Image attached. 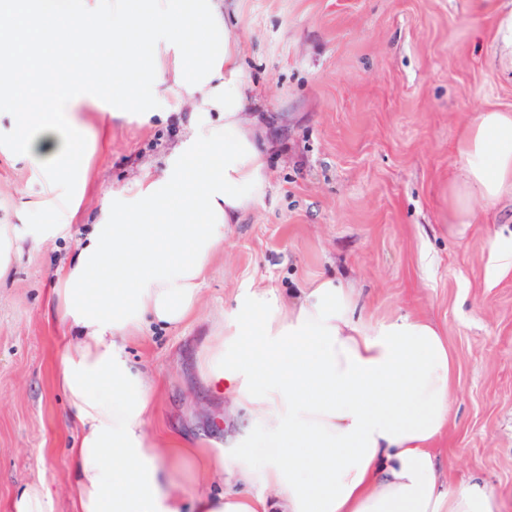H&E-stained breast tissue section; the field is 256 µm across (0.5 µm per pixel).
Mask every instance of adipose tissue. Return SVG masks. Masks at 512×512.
Instances as JSON below:
<instances>
[{
	"label": "adipose tissue",
	"mask_w": 512,
	"mask_h": 512,
	"mask_svg": "<svg viewBox=\"0 0 512 512\" xmlns=\"http://www.w3.org/2000/svg\"><path fill=\"white\" fill-rule=\"evenodd\" d=\"M112 87V114L219 112L193 131L181 164L108 193L54 291L66 326L56 382L79 430L71 450L73 512H182L172 459L198 457L224 491L195 512H503L477 477L450 490L434 442L446 430L457 361L432 321L365 320L354 288L323 278L289 301L275 289L238 295L212 327L200 374L249 410L234 450L165 448L144 420L149 379L126 344L149 323L193 315L212 257L270 190V143L246 101L226 0H0V98L11 100L10 152L28 159L46 212L0 225V267L20 242L65 237L79 204L82 105ZM448 232L464 235L478 202L512 190V113L484 110L456 146ZM263 456L262 466L252 459ZM260 494H250L252 486Z\"/></svg>",
	"instance_id": "1"
}]
</instances>
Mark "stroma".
<instances>
[{
  "label": "stroma",
  "mask_w": 512,
  "mask_h": 512,
  "mask_svg": "<svg viewBox=\"0 0 512 512\" xmlns=\"http://www.w3.org/2000/svg\"><path fill=\"white\" fill-rule=\"evenodd\" d=\"M512 0H234L240 63L254 108L277 145L271 189L233 225L211 262L201 303L182 326L146 330L125 349L155 383L145 432L226 451L249 425L205 381L198 354L245 289L283 295L324 276L360 293L371 322L430 319L458 357L455 402L437 441L448 482L480 476L512 512V270L488 242L512 235V195L478 205L467 233H448V176L466 122L512 110V59L495 37ZM93 148L69 236L21 244L0 272V512L41 483L55 512H72L68 465L76 427L56 385L64 328L53 309L57 272L98 217L106 191L131 192L179 161L193 127L216 112L184 105L178 118L85 110ZM29 162L0 153V225L39 202Z\"/></svg>",
  "instance_id": "1"
}]
</instances>
